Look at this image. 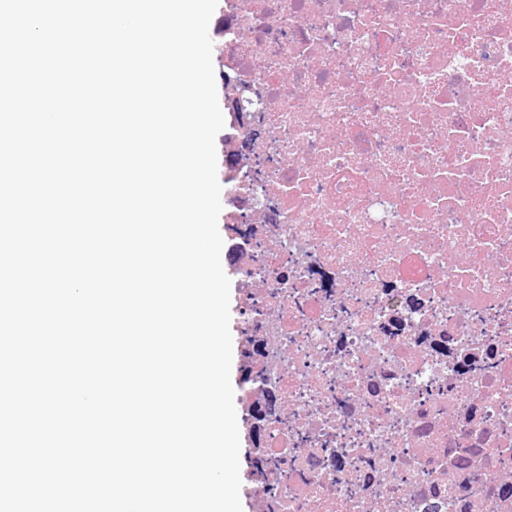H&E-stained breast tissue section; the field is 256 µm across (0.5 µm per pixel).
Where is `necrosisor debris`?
<instances>
[{"label":"necrosis or debris","instance_id":"4bbe7bcc","mask_svg":"<svg viewBox=\"0 0 512 512\" xmlns=\"http://www.w3.org/2000/svg\"><path fill=\"white\" fill-rule=\"evenodd\" d=\"M219 32L272 512H512V0H224Z\"/></svg>","mask_w":512,"mask_h":512}]
</instances>
